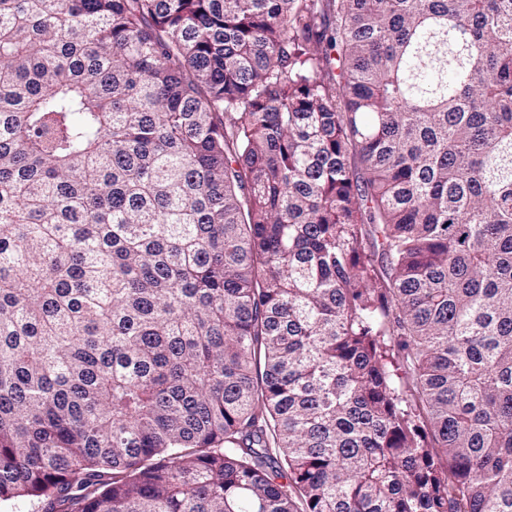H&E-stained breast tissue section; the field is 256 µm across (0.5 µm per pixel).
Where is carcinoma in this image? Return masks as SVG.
<instances>
[{
	"instance_id": "obj_1",
	"label": "carcinoma",
	"mask_w": 512,
	"mask_h": 512,
	"mask_svg": "<svg viewBox=\"0 0 512 512\" xmlns=\"http://www.w3.org/2000/svg\"><path fill=\"white\" fill-rule=\"evenodd\" d=\"M512 512V0H0V512Z\"/></svg>"
}]
</instances>
